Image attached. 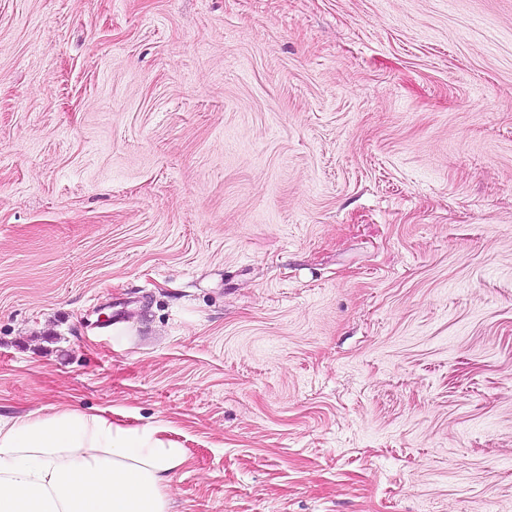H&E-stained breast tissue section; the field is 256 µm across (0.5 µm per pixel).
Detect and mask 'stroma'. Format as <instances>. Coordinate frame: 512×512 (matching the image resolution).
<instances>
[{"instance_id":"stroma-1","label":"stroma","mask_w":512,"mask_h":512,"mask_svg":"<svg viewBox=\"0 0 512 512\" xmlns=\"http://www.w3.org/2000/svg\"><path fill=\"white\" fill-rule=\"evenodd\" d=\"M66 407L172 512H512V0H0V415Z\"/></svg>"}]
</instances>
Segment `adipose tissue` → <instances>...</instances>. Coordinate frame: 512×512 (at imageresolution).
Returning <instances> with one entry per match:
<instances>
[{
    "label": "adipose tissue",
    "mask_w": 512,
    "mask_h": 512,
    "mask_svg": "<svg viewBox=\"0 0 512 512\" xmlns=\"http://www.w3.org/2000/svg\"><path fill=\"white\" fill-rule=\"evenodd\" d=\"M167 432L108 409L0 416V512H171L187 457Z\"/></svg>",
    "instance_id": "ef3b65f1"
}]
</instances>
